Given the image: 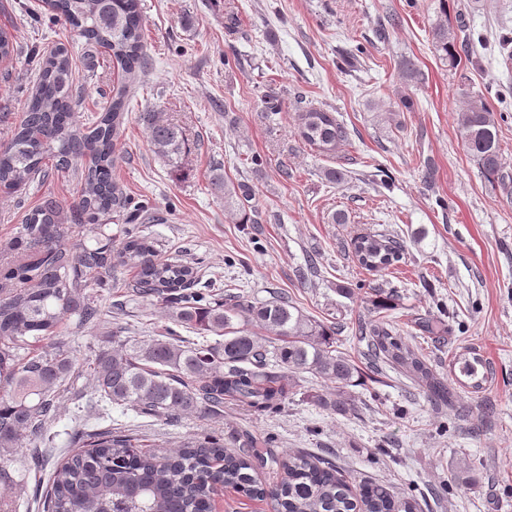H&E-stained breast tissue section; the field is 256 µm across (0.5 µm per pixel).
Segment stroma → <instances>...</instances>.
Here are the masks:
<instances>
[{
	"mask_svg": "<svg viewBox=\"0 0 512 512\" xmlns=\"http://www.w3.org/2000/svg\"><path fill=\"white\" fill-rule=\"evenodd\" d=\"M447 9H440V2ZM149 58L131 99L112 180L131 204L148 206L141 228L163 258L197 263L224 293L264 301L290 296L305 315L335 327L336 348L364 372L347 394L356 412L342 417L313 404L327 392L317 375H295L278 412L225 408L217 418L170 422L98 405L87 375L65 393L52 426L53 447L39 464L14 456L20 485L7 490L17 512H38L69 450L71 430L130 434L173 451L196 434L221 435L242 453L244 433L281 456L301 451L347 469L353 482L387 481L415 497L417 512H512V186L490 184L467 153L461 111L483 98L498 122L503 171L512 177V60L498 45L512 33V0H141ZM233 6L236 33L225 28ZM457 36L462 62L439 59L432 29L440 17ZM0 29L14 52L0 60V147L7 144L35 88L32 51L72 52L80 121L102 111L121 82L111 53L55 20L45 0H0ZM414 61L419 75L403 73ZM277 96L278 114L267 102ZM332 112L350 132L333 156L298 140V112ZM158 112L180 124L190 151L184 177L152 151L136 118ZM340 168L342 183L324 172ZM245 183L254 220L224 204L215 175ZM77 194L70 173L49 170L11 196H0V263L17 259L24 219L46 199L68 208ZM345 221L335 224L333 213ZM378 232L404 244L380 272L359 266L351 242ZM317 270L307 273L306 260ZM133 265L115 267L90 294L97 325H68L60 340L77 363L91 359L113 331L144 340L176 328L169 308L135 296ZM394 291L387 316L432 367L479 357L489 380L455 409L435 410L390 369L377 381L358 320L377 318L373 289ZM434 330H421L423 320Z\"/></svg>",
	"mask_w": 512,
	"mask_h": 512,
	"instance_id": "obj_1",
	"label": "stroma"
}]
</instances>
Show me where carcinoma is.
Returning a JSON list of instances; mask_svg holds the SVG:
<instances>
[{"mask_svg":"<svg viewBox=\"0 0 512 512\" xmlns=\"http://www.w3.org/2000/svg\"><path fill=\"white\" fill-rule=\"evenodd\" d=\"M60 19L78 29L88 43L112 53L127 83L104 110L84 126L73 112L74 78L70 51L55 47L41 54L38 83L22 109L10 143L0 149V190L15 192L48 164L70 169L78 179L70 205L76 221H95L120 204L112 184L120 128L139 74L147 65L140 0H52ZM433 46L448 66L460 57L445 21L434 26ZM155 154L178 169L187 151L182 128L142 112ZM299 137L330 154L348 141L349 130L332 113L310 107L298 115ZM460 134L464 146L491 183L504 181L498 127L491 108L469 100ZM214 185L224 204L245 208L251 197L243 184L223 176ZM72 225L61 223L60 208L48 200L23 225L25 243L40 258L7 268L0 275L14 288H0V484L16 485L11 457L31 436H43L57 416L58 403L75 380V360L53 342L66 321L97 324L102 311L86 289L112 274L115 264L132 262L135 295L157 298L173 310L175 321L203 336L223 340L186 344L170 330L147 340L112 336L111 347L93 361L92 385L100 399L139 415L178 420L219 415L237 406L262 415L281 408L293 389L292 373H312L332 385L316 404L340 415L354 411L344 398L358 374L354 362L336 350L334 328L310 319L286 294L256 302L244 293L198 287V267L157 258L152 241L133 229L114 241L67 247ZM358 263L384 270L400 260L403 245L385 235L362 234L353 243ZM355 336L374 361L409 378L434 406L452 409L461 402L448 380L437 375L418 349L385 316L359 321ZM48 341L41 349L34 345ZM77 448L54 472L48 493L51 512H209L215 493L231 489L250 500L270 497L276 512H416V502L399 496L387 481L365 482L354 492L346 473L331 463L288 454L279 461L283 476L271 491L255 477L261 453L234 455L210 435L194 436L173 451H145L127 434L76 433Z\"/></svg>","mask_w":512,"mask_h":512,"instance_id":"carcinoma-1","label":"carcinoma"}]
</instances>
